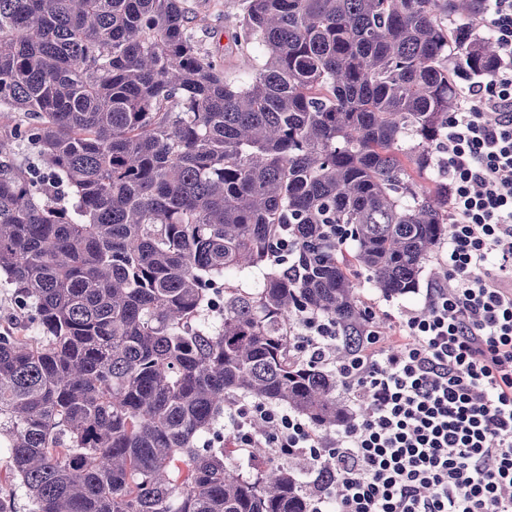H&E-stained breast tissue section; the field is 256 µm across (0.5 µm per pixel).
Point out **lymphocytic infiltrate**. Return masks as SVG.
Instances as JSON below:
<instances>
[{
  "label": "lymphocytic infiltrate",
  "instance_id": "lymphocytic-infiltrate-1",
  "mask_svg": "<svg viewBox=\"0 0 512 512\" xmlns=\"http://www.w3.org/2000/svg\"><path fill=\"white\" fill-rule=\"evenodd\" d=\"M499 50L468 81L437 146L452 228L445 275L423 311H399L390 334L368 331L340 365L359 417L330 437L258 403L225 414L235 447L270 448L316 471L329 460L335 496L308 487L312 512H512V0L478 19ZM332 325L307 318L295 348L335 363ZM273 420V434L256 433Z\"/></svg>",
  "mask_w": 512,
  "mask_h": 512
}]
</instances>
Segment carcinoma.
Returning a JSON list of instances; mask_svg holds the SVG:
<instances>
[{"instance_id":"carcinoma-1","label":"carcinoma","mask_w":512,"mask_h":512,"mask_svg":"<svg viewBox=\"0 0 512 512\" xmlns=\"http://www.w3.org/2000/svg\"><path fill=\"white\" fill-rule=\"evenodd\" d=\"M486 2L239 0L261 56L231 80L184 0H0V122L39 160L0 161V437L31 512H308L292 461L245 474L216 426L232 395L353 418L293 331L333 322L345 363L386 329L354 271L405 296L448 237L433 147L458 70L496 60Z\"/></svg>"}]
</instances>
